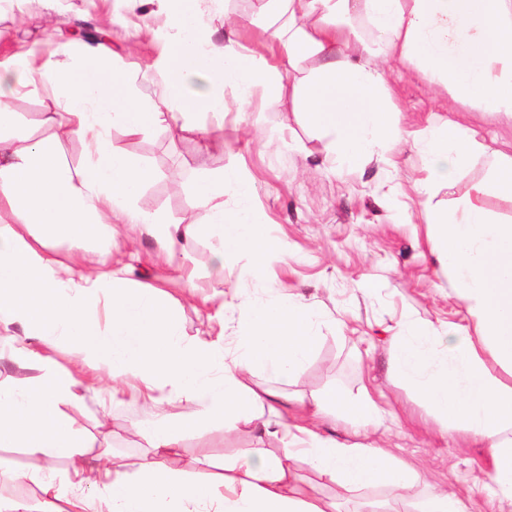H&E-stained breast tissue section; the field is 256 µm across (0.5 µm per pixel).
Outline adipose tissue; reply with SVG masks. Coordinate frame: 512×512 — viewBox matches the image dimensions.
I'll return each mask as SVG.
<instances>
[{"label":"adipose tissue","mask_w":512,"mask_h":512,"mask_svg":"<svg viewBox=\"0 0 512 512\" xmlns=\"http://www.w3.org/2000/svg\"><path fill=\"white\" fill-rule=\"evenodd\" d=\"M167 16L166 51L159 64L166 95L155 103L137 96L128 71L109 61L102 42H85L79 64L39 63L34 52L0 69V129L15 122L10 100L20 78L51 85L63 103L45 113L51 138L0 151V334L8 358L22 376L0 382V447L27 448L71 460L65 480L43 472L27 478L40 492L43 512H91L93 500L107 512H202L223 500L224 512H339L336 503L306 492L294 468L305 459L337 482L344 494L364 488H413L418 472L387 449L365 441L345 443L317 426L289 422L281 395L255 384L257 373L295 375L322 342L321 312L304 299L264 303L231 291L241 309L234 355L223 343L185 339L167 295L155 285L132 286L112 269L90 272L81 262L55 258V240L94 241L101 257L118 243L113 216L154 237L165 254L185 238H211L215 260L226 253L247 257L261 273L272 253L251 185L237 168L200 175L189 198L202 213L197 224H171L133 208L152 177L123 150L111 145L109 128L147 133L161 121L187 124L197 114L224 111V92L249 101L264 91L277 106L284 74L305 57L317 66L294 88L293 103L307 121L332 137L330 162L358 169L376 149L401 134L382 69L368 54L417 64L423 79L481 111L512 116V0H304L311 28L290 18L296 0H267L279 18L271 36L282 60L271 64L245 46H217L207 28L203 0H157ZM363 16L374 33L361 43L349 20ZM203 86L188 90L192 78ZM79 136L93 146L86 163L67 167L61 139ZM424 172L418 194L459 179L486 146L457 121L431 125L419 141ZM492 155L493 184L475 185L472 195L435 210L427 236L436 261L456 278L457 291L474 323L473 334L453 324L410 321L389 338L392 372L413 386L443 431L469 436L486 448L499 512H512V224L495 223L480 204L488 188L512 197V157ZM238 206L224 210V195ZM70 345L78 361L63 366L55 356ZM129 387L143 405L178 406L166 420L139 426L154 460L135 473L103 462L88 467L84 434L69 410L89 394L116 396ZM314 416L353 427L380 415L369 395L350 398L330 388L311 404ZM208 426L224 436L249 428L279 441L277 453L243 451L225 465L222 483L189 479L167 465L182 436ZM228 498H220V491Z\"/></svg>","instance_id":"1"}]
</instances>
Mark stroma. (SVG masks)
I'll return each mask as SVG.
<instances>
[{
  "label": "stroma",
  "instance_id": "35a3bbf8",
  "mask_svg": "<svg viewBox=\"0 0 512 512\" xmlns=\"http://www.w3.org/2000/svg\"><path fill=\"white\" fill-rule=\"evenodd\" d=\"M265 0H206L204 9L214 42L234 38L256 55L278 62L281 49L265 30ZM93 23L107 34L105 47L117 63L135 75V90L160 99L164 93L155 66L163 50L166 15L158 5L134 0H0V63L38 47L42 61L68 63L78 57L77 25ZM387 91L403 137L378 151L358 170H333L326 157L329 134L308 126L293 112L295 74H286L277 107L265 105L263 93L246 104L225 94L223 119L205 117L209 127H222L225 147H213L194 131L162 122L145 136L111 131L114 146L150 168L153 178L135 201L143 211L161 214L173 224L197 222L188 193L202 172L240 169L252 186V203L267 234L282 243L260 278H253L248 259L225 255L216 267L210 241L189 238L174 257L160 253L154 239L119 230L118 240L128 280L146 285L167 281L166 290L187 339H220L233 349L240 334V316L230 304L231 288H247L251 298L283 302L299 295L323 312V341L309 362L290 380L258 375V382L290 397L311 401L336 386L349 396L369 393L381 409L378 425L367 427L370 439L412 463L421 483L400 498L390 489H366L342 498L338 486L306 465L298 474L319 496L336 500L340 512H359L376 498L394 512H414L413 503L426 487L443 486L463 497L468 512H496L491 491V460L486 449L465 436L443 432L417 391L389 370L388 327L411 318L427 323L447 321L472 331L465 304L457 297L454 278L430 252L426 238L424 199L412 192L421 178L418 140L435 119L468 124L489 150L512 155V118L483 112L447 90L428 85L416 65L392 61L386 66ZM17 114L13 128L0 139L19 148L51 136L44 113L58 109L54 90L35 82L11 100ZM375 280L373 295H363L362 279ZM195 292H188V283ZM167 405L146 410L131 392L118 394L109 415L92 401L73 415L95 452H109L127 472L150 460L152 453L137 434V425L160 420ZM210 443V464H202L200 446ZM277 448L272 439L258 440L245 429L229 440L218 431L188 434L174 461L186 477L205 473L220 480L225 459L241 449ZM70 461L29 453L27 462L0 464V495L11 507L40 512V503L25 496L32 471L65 477Z\"/></svg>",
  "mask_w": 512,
  "mask_h": 512
}]
</instances>
